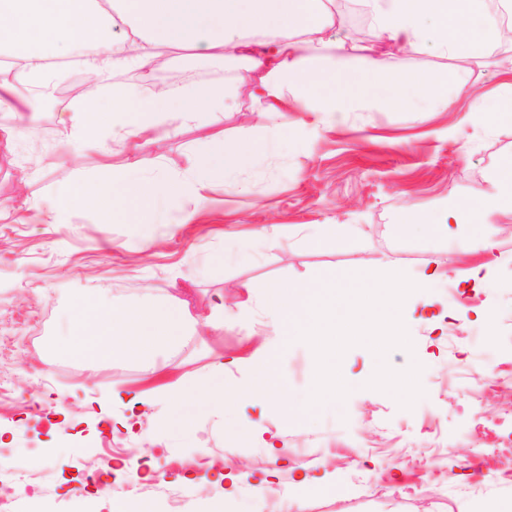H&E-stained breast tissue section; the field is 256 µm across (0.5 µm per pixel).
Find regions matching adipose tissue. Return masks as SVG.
Listing matches in <instances>:
<instances>
[{
	"mask_svg": "<svg viewBox=\"0 0 512 512\" xmlns=\"http://www.w3.org/2000/svg\"><path fill=\"white\" fill-rule=\"evenodd\" d=\"M380 39L420 54L430 49L445 54L477 52L488 43L512 49V37L489 21L488 0H361ZM124 35L114 39V20ZM335 24L329 0H0V55L15 59L17 77H0V143L12 144L20 129L38 113L32 101L22 100L16 87L49 88L55 59L78 57L81 69L95 83L112 87L107 105L78 104L60 115L71 143L104 149L124 146L130 160L112 184L92 188L75 183L60 187L58 203L41 214L44 224L66 223L70 213L86 210L99 223H111L116 213L135 200L147 208L186 198L201 199L207 185L230 181L249 168L263 147L245 134L233 141L214 134L191 146L193 164L184 174L157 179L149 170L160 167L163 144L184 131L212 126L234 94L223 84L188 85L153 90L139 85L112 84L125 70H144L161 63L168 51L188 49L196 55L221 58L239 54L251 60L245 81L260 119L278 118L288 107L313 113L317 122L349 112H369L391 99L408 101L415 92L452 108L456 97L468 94L463 78L447 74L397 72L380 56L357 64L332 54L325 32ZM472 217L485 224L512 221V157L506 158L491 179V187L471 208ZM449 209L439 217L426 214L402 225V232L420 230L447 236L464 214ZM71 336L57 345L72 359L137 362L155 386L153 397L172 404L189 392H208L211 379L187 385L169 374L167 356L197 324L222 328V321L186 316L172 303H145L114 307L107 291L70 299ZM256 369L246 394L252 400L275 404L296 418L302 413L291 403L282 383L272 373L273 354L256 350ZM241 390L229 396L240 399Z\"/></svg>",
	"mask_w": 512,
	"mask_h": 512,
	"instance_id": "adipose-tissue-1",
	"label": "adipose tissue"
}]
</instances>
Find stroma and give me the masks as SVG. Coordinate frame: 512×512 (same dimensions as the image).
<instances>
[{
    "label": "stroma",
    "instance_id": "stroma-1",
    "mask_svg": "<svg viewBox=\"0 0 512 512\" xmlns=\"http://www.w3.org/2000/svg\"><path fill=\"white\" fill-rule=\"evenodd\" d=\"M360 44L400 71L462 74L472 95L449 110L354 112L317 131L304 129L305 113L288 110L272 150L232 182L214 183L202 205L186 202L197 212L191 224L174 208L138 224L123 214L100 224L84 212L53 226L27 221L32 208H50L60 185L111 182L126 154L117 144L106 158L69 144L53 111L11 146L0 145V205L18 216L0 222L1 493L34 490L39 512H113L128 498L150 512H512V222L468 219L445 239L396 231L417 214L476 204L512 156V123L479 121L471 112L473 99L501 97L512 51L414 55L373 33ZM187 65L196 68L190 83L239 84L216 131L228 139L264 136L238 72L187 54L166 63L170 70ZM269 224L304 232L259 239L257 230ZM325 224L359 231L339 245L312 243ZM228 231L235 235L229 243ZM147 235L156 241L149 250L141 247ZM485 235L497 244L492 254L464 250V242ZM381 256L412 278L431 260L449 264L404 307L413 351L387 356L397 371L413 359L423 366L425 394L409 410L368 388L376 358L361 345L341 360L345 389L297 420L273 405L245 413L235 401L206 395L134 416L108 395L146 387L137 363L73 360L53 350L69 331L63 302L81 293L106 288L118 305L175 297L200 317L220 302L231 324L187 340L171 357L176 374L192 381L214 373L218 355L271 345L275 374L301 405L313 385L314 353L261 327L248 336L246 323L263 320L264 306L257 298L239 311L240 283L343 284ZM486 261L485 287H465L462 273ZM246 414L261 420L255 436L241 432ZM132 455L141 461L138 476L113 481L106 495L84 490L83 476ZM229 471L248 477L226 506L188 493L182 482ZM265 479L275 491L262 496L255 486Z\"/></svg>",
    "mask_w": 512,
    "mask_h": 512
}]
</instances>
